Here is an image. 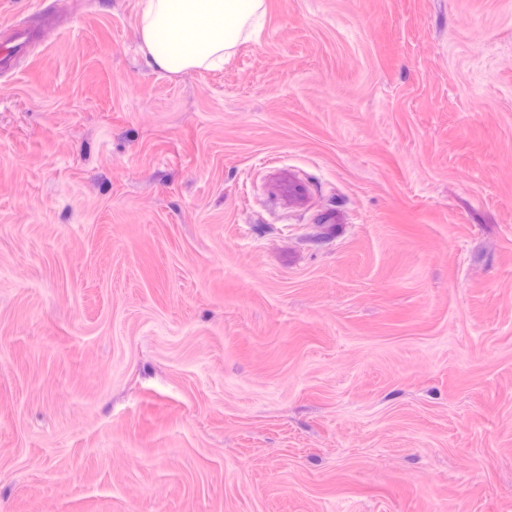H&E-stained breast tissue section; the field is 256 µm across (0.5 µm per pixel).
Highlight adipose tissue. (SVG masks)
I'll return each mask as SVG.
<instances>
[{"instance_id": "1", "label": "adipose tissue", "mask_w": 512, "mask_h": 512, "mask_svg": "<svg viewBox=\"0 0 512 512\" xmlns=\"http://www.w3.org/2000/svg\"><path fill=\"white\" fill-rule=\"evenodd\" d=\"M264 0H140L138 38L149 64L170 75L222 67L251 34Z\"/></svg>"}]
</instances>
